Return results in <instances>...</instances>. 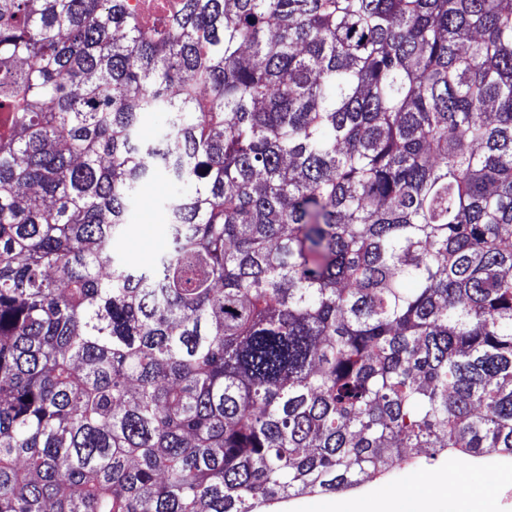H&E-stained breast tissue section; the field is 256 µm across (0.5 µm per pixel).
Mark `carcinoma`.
Returning <instances> with one entry per match:
<instances>
[{
    "instance_id": "1",
    "label": "carcinoma",
    "mask_w": 512,
    "mask_h": 512,
    "mask_svg": "<svg viewBox=\"0 0 512 512\" xmlns=\"http://www.w3.org/2000/svg\"><path fill=\"white\" fill-rule=\"evenodd\" d=\"M423 448L512 459V0H0V512H263ZM172 193L171 186L162 179L143 188L131 206L132 224L118 251L127 261L138 265L150 263L166 245V231L159 207Z\"/></svg>"
}]
</instances>
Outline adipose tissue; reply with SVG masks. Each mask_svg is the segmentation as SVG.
<instances>
[{"label": "adipose tissue", "mask_w": 512, "mask_h": 512, "mask_svg": "<svg viewBox=\"0 0 512 512\" xmlns=\"http://www.w3.org/2000/svg\"><path fill=\"white\" fill-rule=\"evenodd\" d=\"M491 493V484L471 482L463 470L452 465L403 497L382 499L372 512H434L433 505L438 501L447 504L448 512H492Z\"/></svg>", "instance_id": "obj_1"}]
</instances>
